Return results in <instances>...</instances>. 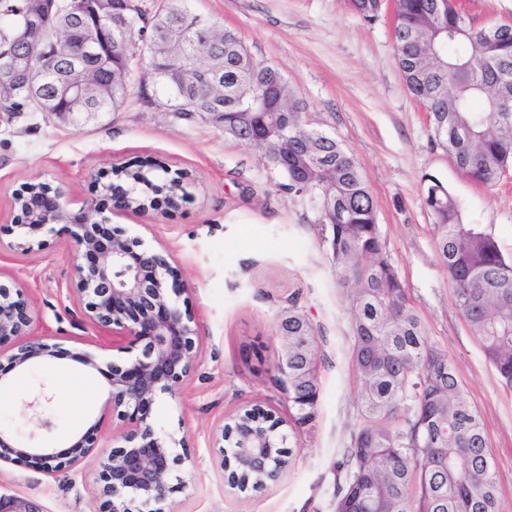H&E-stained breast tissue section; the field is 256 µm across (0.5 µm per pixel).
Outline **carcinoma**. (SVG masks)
<instances>
[{
	"label": "carcinoma",
	"instance_id": "carcinoma-1",
	"mask_svg": "<svg viewBox=\"0 0 512 512\" xmlns=\"http://www.w3.org/2000/svg\"><path fill=\"white\" fill-rule=\"evenodd\" d=\"M52 37L64 55L54 94L71 73L69 46L83 31L104 41L83 66L109 86L104 98L88 102L90 112H114L125 102L134 59L112 44L137 34L151 84L163 93L183 94L182 116L193 120L221 113L224 135L246 127L266 134L276 112L288 127V147L278 159L262 151L286 178L281 188L320 201L322 240L336 266L338 284L350 288L359 424L334 466L333 512H499L498 489L480 415L467 401L454 365L428 346L425 329L391 264L376 224L371 187L354 155L339 141L303 120L306 105L268 67H258L239 37L216 30L210 40L213 67L208 85L193 64L194 44L206 36L189 0H162L151 17L137 3L130 17L115 16L102 35L89 12L71 16L57 0ZM366 21L380 12L379 0H350ZM464 15L443 0H397L394 39L397 64L408 93L426 104L433 142L476 183L493 186L512 167V27L501 33L462 29ZM150 36L144 37V31ZM12 111L35 112L24 82L14 78ZM145 173L132 165L114 176L112 190L127 207L155 203L144 190ZM422 202L433 219L435 244L453 284V298L489 363L512 388V259L489 234L460 222L457 200L428 176ZM288 363V432L272 435L278 420L257 405L239 414L231 428L252 432L283 461L295 432L314 425L320 386L316 373L319 330L292 299L281 316ZM229 477L252 490L268 480L247 459L235 461Z\"/></svg>",
	"mask_w": 512,
	"mask_h": 512
}]
</instances>
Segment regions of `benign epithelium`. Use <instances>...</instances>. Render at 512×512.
I'll use <instances>...</instances> for the list:
<instances>
[{
    "instance_id": "1",
    "label": "benign epithelium",
    "mask_w": 512,
    "mask_h": 512,
    "mask_svg": "<svg viewBox=\"0 0 512 512\" xmlns=\"http://www.w3.org/2000/svg\"><path fill=\"white\" fill-rule=\"evenodd\" d=\"M23 19L11 34L0 35V72L23 77L45 112L54 111V99L37 93L54 81L58 57L56 43L45 24V14L55 0H25ZM128 6V0H96V16L108 19ZM64 93L76 101L107 90L92 84L79 65L72 66ZM19 237L9 248L29 251L38 238L62 226L73 241L77 260L74 291L84 301L88 319L112 330V343L136 351L130 363L110 365L103 373L109 387L107 406L127 422L124 445L101 454L99 482L107 512H164L168 496L180 489L174 474L178 456L174 448L184 440L157 434L150 423L152 407L160 394L174 395L192 372L196 358L195 313L181 309L171 294L184 293L178 269L161 252L140 247L112 227L107 216L90 223L72 215L62 193L52 186L41 190L23 186L15 193ZM32 311L25 285L0 280V344L23 336L7 365H0V382L10 372L23 371L53 353L40 339L29 337ZM51 398L37 396L26 407L41 416V427L52 426L44 416ZM97 448L96 426H90L67 446L59 448L11 442L0 427V462L24 461L48 473L77 465ZM0 512H44L27 498L0 494Z\"/></svg>"
}]
</instances>
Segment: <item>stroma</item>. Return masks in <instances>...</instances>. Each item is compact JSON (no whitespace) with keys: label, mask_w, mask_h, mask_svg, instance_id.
<instances>
[{"label":"stroma","mask_w":512,"mask_h":512,"mask_svg":"<svg viewBox=\"0 0 512 512\" xmlns=\"http://www.w3.org/2000/svg\"><path fill=\"white\" fill-rule=\"evenodd\" d=\"M196 14L234 31L255 61L270 64L307 105L312 125L357 158L372 189L376 222L390 260L426 330L429 346L454 364L468 402L483 422L494 461L500 512H512V388L505 386L454 303L422 203L425 177L448 188L461 221L477 225L512 258V171L480 185L435 147L425 108L406 91L396 61L395 0L371 22L345 0H190ZM143 70L128 77L129 96L116 112H0V242H11L14 194L27 183L60 189L72 213L88 212L98 178L112 167L152 159L187 172L176 207L146 214L113 209L125 237L175 261L189 290L200 336L195 369L176 396L157 399L156 433L187 445L177 467L185 485L170 494L169 512H333V465L358 420V382L348 289L336 283L319 224L318 202L288 194L284 178L249 145L204 120L187 122L143 104ZM74 249L68 235L48 236L28 253L0 251V278L26 286L31 337L55 356L0 385V426L16 441L38 434L67 445L96 427L99 451L72 469L48 473L0 464V493L37 501L44 512H101L99 452L121 446L124 423L108 410L99 367L128 363L71 294ZM320 330L319 414L298 436L288 466L257 493L232 488L215 442L218 426L255 404L288 418L271 379L283 341L278 325L289 299ZM88 351L91 369L76 360ZM48 391L50 431L38 430L25 398Z\"/></svg>","instance_id":"35a3bbf8"}]
</instances>
